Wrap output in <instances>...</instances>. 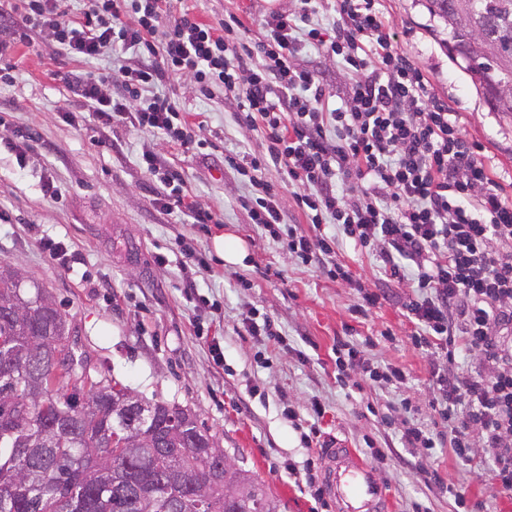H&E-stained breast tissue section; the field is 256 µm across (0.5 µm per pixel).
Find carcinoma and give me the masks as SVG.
Masks as SVG:
<instances>
[{
	"instance_id": "1",
	"label": "carcinoma",
	"mask_w": 512,
	"mask_h": 512,
	"mask_svg": "<svg viewBox=\"0 0 512 512\" xmlns=\"http://www.w3.org/2000/svg\"><path fill=\"white\" fill-rule=\"evenodd\" d=\"M451 58L493 112L512 117V0H423ZM52 297L0 270V512H278L196 415L163 400L129 412L128 387L95 379Z\"/></svg>"
}]
</instances>
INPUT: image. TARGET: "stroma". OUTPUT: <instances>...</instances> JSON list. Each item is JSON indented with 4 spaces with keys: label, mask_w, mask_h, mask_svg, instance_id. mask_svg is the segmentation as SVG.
<instances>
[{
    "label": "stroma",
    "mask_w": 512,
    "mask_h": 512,
    "mask_svg": "<svg viewBox=\"0 0 512 512\" xmlns=\"http://www.w3.org/2000/svg\"><path fill=\"white\" fill-rule=\"evenodd\" d=\"M185 7L215 22L234 15L246 36L258 39L261 20L292 0H184ZM391 26L397 50L422 71L430 91L445 101L493 180L512 201V119L490 111L482 95L448 55V34L422 0H376ZM116 51L88 61L61 54L48 36L20 45L0 81V136L28 130L34 135L25 162L0 147V267L24 272V287L45 288L70 321L91 368L116 378L147 400L191 409L228 458L248 470L280 512H334L314 500L298 472H321L322 452L302 436L318 424L322 440L338 438L362 457L380 453L379 474L394 512H458L453 496L428 481L438 469L466 490L468 512H512V495L498 492L486 472L464 465L451 448L425 451L404 445L383 417L408 400L414 422H431L430 358L415 348V326L399 301L405 286L383 274L374 253L340 243L338 255L353 278L336 281L317 267L287 256L251 223L241 207L247 187L225 165L232 156L249 162L265 149L258 129L237 119L233 99L200 96L192 80L176 75L163 85L196 124L200 148L169 147L149 129L109 128L80 117L63 80L72 72L108 73L126 64ZM163 157L184 178V187L213 213L212 224H196L155 199L165 184L141 164L143 153ZM54 180L56 196L44 190ZM233 236L247 257L226 263L213 242ZM64 241L75 260L62 265L42 250L45 239ZM201 252L205 264L196 288H183L184 258L170 252L176 239ZM169 253L167 263L157 254ZM382 299L367 318H353L362 290ZM265 312L284 342L272 345L247 335L251 308ZM364 343L375 366L402 369L396 384L375 383L359 369H336V339ZM219 339L222 357L210 345ZM324 410L312 415L313 403ZM295 473H288V465Z\"/></svg>",
    "instance_id": "1"
}]
</instances>
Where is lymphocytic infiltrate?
Instances as JSON below:
<instances>
[{"instance_id":"lymphocytic-infiltrate-1","label":"lymphocytic infiltrate","mask_w":512,"mask_h":512,"mask_svg":"<svg viewBox=\"0 0 512 512\" xmlns=\"http://www.w3.org/2000/svg\"><path fill=\"white\" fill-rule=\"evenodd\" d=\"M74 2L25 0L13 36L0 38V58L37 28L77 60L114 47L133 51L138 63L119 69L121 94L103 95L104 76L73 73L71 93L102 127H149L186 150L194 141L182 109L156 86L189 75L201 95L215 87L233 95L245 122L268 141L244 170L259 189L246 201L252 222L329 278H350L336 258L343 238L375 252L384 274L412 290L402 307L417 327L414 345L432 359L436 419L430 429L405 423L403 440L450 447L466 463L485 454L491 481L512 494V203L452 112L394 49L374 0H340L341 20L328 27L310 23L309 0H300L267 14L255 42L238 18L206 24L189 10L173 12L172 0H82L79 10ZM307 46L340 56L350 73L338 105L300 64ZM141 163L172 187L162 208L212 223L188 201L178 172L153 154ZM272 168L287 175L312 233L289 224L284 197L265 188L263 174ZM327 224L342 237L325 234ZM463 353L474 364L465 377L451 370Z\"/></svg>"}]
</instances>
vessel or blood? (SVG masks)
<instances>
[{"instance_id": "1", "label": "vessel or blood", "mask_w": 512, "mask_h": 512, "mask_svg": "<svg viewBox=\"0 0 512 512\" xmlns=\"http://www.w3.org/2000/svg\"><path fill=\"white\" fill-rule=\"evenodd\" d=\"M322 484L336 512H389V492L377 467L337 441L322 452Z\"/></svg>"}]
</instances>
